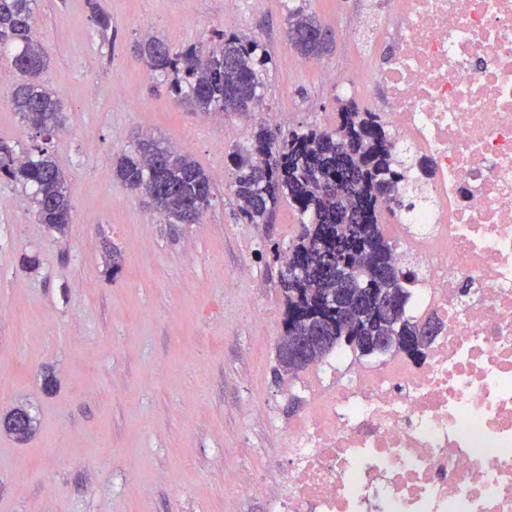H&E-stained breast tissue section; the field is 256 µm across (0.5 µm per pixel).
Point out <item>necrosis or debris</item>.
<instances>
[{
    "label": "necrosis or debris",
    "mask_w": 512,
    "mask_h": 512,
    "mask_svg": "<svg viewBox=\"0 0 512 512\" xmlns=\"http://www.w3.org/2000/svg\"><path fill=\"white\" fill-rule=\"evenodd\" d=\"M365 3L349 94L384 91L398 145L428 161L426 208L395 212L396 258L441 332L425 365L384 363L307 400L269 512H512V0ZM389 40L394 50L378 63Z\"/></svg>",
    "instance_id": "obj_1"
}]
</instances>
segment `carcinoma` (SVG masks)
Here are the masks:
<instances>
[{
  "label": "carcinoma",
  "instance_id": "carcinoma-1",
  "mask_svg": "<svg viewBox=\"0 0 512 512\" xmlns=\"http://www.w3.org/2000/svg\"><path fill=\"white\" fill-rule=\"evenodd\" d=\"M36 0H0V53L7 55L19 82L9 106L43 134L60 124L59 101L39 77L47 57L33 27ZM321 25L302 11L288 18V39L304 58L324 53L317 39ZM220 49H181L150 37L135 47L148 67L162 77L174 97L191 101L200 112H258L263 75L269 63L263 44L222 30L214 32ZM234 169L230 189L247 224H270L282 200L299 214L300 230L288 245L280 272L286 298L283 334L277 350L296 336H330L316 361L356 351L378 336L390 337L394 353L408 354L406 337L430 327L434 342L441 324L433 314H411L409 283L415 273L396 262L395 245L380 224L384 203L412 194L413 166L403 159L394 136L377 112L353 98L340 101L336 127L308 126L274 136L259 125L244 144L229 153ZM115 172L134 190L156 195L158 210L180 224H197L214 197L206 172L188 156L154 140L138 142L122 155ZM0 176L33 189L31 200L41 223L63 233L69 224V181L52 157L17 154L0 145ZM402 298L395 319L386 317L378 299ZM6 426L17 439L33 430L22 409Z\"/></svg>",
  "mask_w": 512,
  "mask_h": 512
}]
</instances>
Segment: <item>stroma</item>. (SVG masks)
<instances>
[{"label":"stroma","instance_id":"obj_1","mask_svg":"<svg viewBox=\"0 0 512 512\" xmlns=\"http://www.w3.org/2000/svg\"><path fill=\"white\" fill-rule=\"evenodd\" d=\"M97 3L109 31L87 0H37L43 80L63 104L52 138L9 107L18 76L0 60V141L47 151L73 190L61 234L0 181V422L22 407L35 428L20 442L0 426V512H267L260 492H225L224 471L281 483L288 427L322 378L276 371L280 256L298 216L284 201L273 223L243 222L224 129L335 127L340 94L324 71L350 63L361 0ZM296 9L328 30L321 57L289 45ZM215 29L268 50L260 114L195 111L134 51L149 35L207 48ZM144 139L209 175L200 223L168 222L117 177L118 157Z\"/></svg>","mask_w":512,"mask_h":512}]
</instances>
